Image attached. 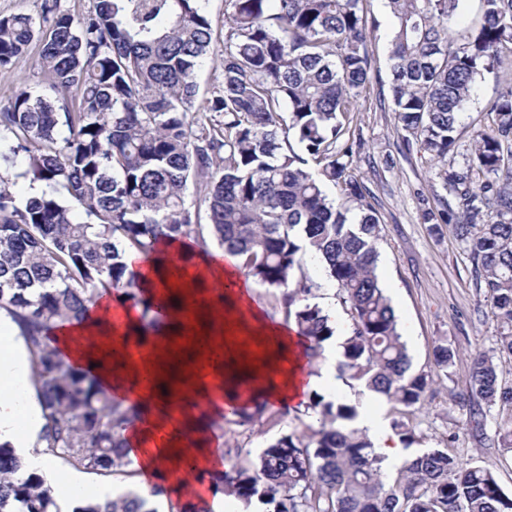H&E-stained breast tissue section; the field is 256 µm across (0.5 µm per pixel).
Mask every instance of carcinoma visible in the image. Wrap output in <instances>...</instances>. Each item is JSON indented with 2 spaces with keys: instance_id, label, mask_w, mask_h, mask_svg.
Wrapping results in <instances>:
<instances>
[{
  "instance_id": "obj_1",
  "label": "carcinoma",
  "mask_w": 512,
  "mask_h": 512,
  "mask_svg": "<svg viewBox=\"0 0 512 512\" xmlns=\"http://www.w3.org/2000/svg\"><path fill=\"white\" fill-rule=\"evenodd\" d=\"M206 0H95L76 19L44 0L39 19L0 17V68L40 43L48 87L75 92L71 110L45 91L23 90L0 112V309L19 323L33 354V377L47 411V451L72 468L125 473L120 431L138 421L133 406L108 395L88 371L48 343L58 322L82 321L99 288L142 305L147 328L169 323L173 301L145 296L125 255L160 266L161 246L213 242L255 280L281 292L303 355L314 364L335 335L309 296L306 256L337 284L351 328L336 378L412 408L434 375H448L456 352L432 349L433 371L415 372L389 298L376 273L379 218L353 168L351 114L368 83L367 0H225L221 81L200 99L197 69L212 49ZM461 0H388L392 95L406 152L447 163L459 147L461 112L478 78L501 84L489 102L493 124L473 132L466 162L441 170L455 204L428 208L438 233L451 226L497 323L492 354L473 358L469 433L480 445L487 412L505 413L498 444L512 451V386L499 380L495 354L512 356V0H480L478 24L453 36ZM303 145L294 151L291 140ZM16 177L60 186L65 195L18 199ZM193 185L207 223L192 218ZM339 188L329 199L326 188ZM83 219H74L73 210ZM306 411L318 427L270 442L250 468L205 474L211 495L272 512H512L491 471L464 467L445 449L412 451L388 482L384 457L351 423L354 405L317 392ZM266 403L239 408L240 423L262 421ZM404 448L422 436L395 420ZM133 490L71 512H158ZM0 512H60L44 477L0 445Z\"/></svg>"
}]
</instances>
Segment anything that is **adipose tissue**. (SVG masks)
I'll list each match as a JSON object with an SVG mask.
<instances>
[{
  "label": "adipose tissue",
  "instance_id": "adipose-tissue-1",
  "mask_svg": "<svg viewBox=\"0 0 512 512\" xmlns=\"http://www.w3.org/2000/svg\"><path fill=\"white\" fill-rule=\"evenodd\" d=\"M172 262L156 269L140 253L127 255L130 270L146 293L179 296L173 311L178 332L163 325L144 329L141 305L99 295L85 322L52 331L58 347L80 367L91 368L115 396L134 405L140 419L126 433L127 468L141 493L164 481L182 512H226L223 495L211 500L188 497L200 474L226 470L224 438L211 429L220 415L213 379L224 381V396L234 400L241 388L253 398L287 406L317 392L344 399L336 379L341 337L327 341L319 373L306 372L300 337L289 327L267 321L254 306L252 282L238 260L221 266L197 258L185 242L166 244ZM46 412L33 382L32 353L14 319L0 310V444L14 448L27 470L43 474L61 497L89 492L112 497L106 484H89L84 473L61 468L46 451Z\"/></svg>",
  "mask_w": 512,
  "mask_h": 512
}]
</instances>
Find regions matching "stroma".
Segmentation results:
<instances>
[{
	"label": "stroma",
	"instance_id": "obj_1",
	"mask_svg": "<svg viewBox=\"0 0 512 512\" xmlns=\"http://www.w3.org/2000/svg\"><path fill=\"white\" fill-rule=\"evenodd\" d=\"M367 9L375 29L368 44L370 81L361 110L353 115L352 127L361 142L353 165L381 222L377 274L391 299L414 370H429L438 340L448 341L457 352L449 376L437 378L423 407L408 417L422 434L423 447L448 448L463 466L490 470L501 488L512 494V452L497 444L495 415L485 421L482 447H475L468 432L471 361L491 351L496 324L475 286L472 264L451 231L431 233L423 220L425 206L436 205L445 191L429 161L399 149L388 59L395 20L385 0H369ZM39 50L38 43H31L27 54L0 70V112L11 106L19 90L46 89L37 65ZM305 270L320 284L315 302L334 312L337 332L348 333L351 321L337 285L326 278L319 261L306 259ZM312 423L311 417L296 412L260 425L228 423L224 451L231 465L246 467L271 440L287 432H306Z\"/></svg>",
	"mask_w": 512,
	"mask_h": 512
}]
</instances>
